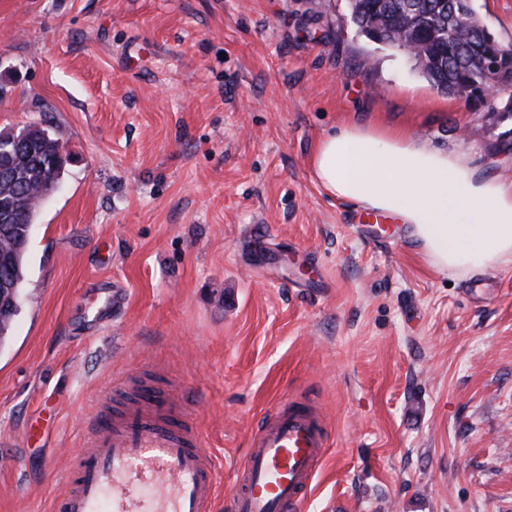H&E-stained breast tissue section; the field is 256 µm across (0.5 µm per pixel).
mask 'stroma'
Wrapping results in <instances>:
<instances>
[{
    "instance_id": "35a3bbf8",
    "label": "stroma",
    "mask_w": 512,
    "mask_h": 512,
    "mask_svg": "<svg viewBox=\"0 0 512 512\" xmlns=\"http://www.w3.org/2000/svg\"><path fill=\"white\" fill-rule=\"evenodd\" d=\"M471 5L512 47V0ZM350 122L512 179V118L437 91L346 0H0V131L67 153L0 348V512H52L139 371L185 389L216 512L291 395L333 440L302 512H512V264L438 271L391 218L368 240L310 166Z\"/></svg>"
}]
</instances>
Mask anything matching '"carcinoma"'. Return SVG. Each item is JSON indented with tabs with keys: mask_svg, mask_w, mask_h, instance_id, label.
I'll return each instance as SVG.
<instances>
[{
	"mask_svg": "<svg viewBox=\"0 0 512 512\" xmlns=\"http://www.w3.org/2000/svg\"><path fill=\"white\" fill-rule=\"evenodd\" d=\"M352 23L360 34L378 44L387 43L397 26L408 18L412 7L427 16L429 23L418 36L428 64L419 67L432 86L446 90L453 85L477 89L483 81L479 67L467 59L475 50L499 57L512 71V55L487 27L459 31L448 22L452 0H347ZM57 140L46 130L32 132L28 143L12 154L8 165L12 179L0 182V209L7 220L0 222V348L11 337L14 318L23 297L25 254L43 196L50 194L63 174L65 164L57 160Z\"/></svg>",
	"mask_w": 512,
	"mask_h": 512,
	"instance_id": "carcinoma-1",
	"label": "carcinoma"
}]
</instances>
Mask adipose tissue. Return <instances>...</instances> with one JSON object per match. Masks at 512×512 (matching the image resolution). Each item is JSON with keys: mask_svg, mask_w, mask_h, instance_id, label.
<instances>
[{"mask_svg": "<svg viewBox=\"0 0 512 512\" xmlns=\"http://www.w3.org/2000/svg\"><path fill=\"white\" fill-rule=\"evenodd\" d=\"M310 165L331 197L408 225L439 271L476 273L512 263V180L479 175L464 153L350 124L320 139Z\"/></svg>", "mask_w": 512, "mask_h": 512, "instance_id": "adipose-tissue-1", "label": "adipose tissue"}]
</instances>
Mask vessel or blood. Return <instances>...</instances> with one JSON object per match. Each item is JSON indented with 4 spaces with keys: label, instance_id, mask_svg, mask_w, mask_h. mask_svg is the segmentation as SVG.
Instances as JSON below:
<instances>
[{
    "label": "vessel or blood",
    "instance_id": "vessel-or-blood-1",
    "mask_svg": "<svg viewBox=\"0 0 512 512\" xmlns=\"http://www.w3.org/2000/svg\"><path fill=\"white\" fill-rule=\"evenodd\" d=\"M331 435L306 401L279 403L255 433L233 512H300ZM215 464L178 396L97 412L54 512H213Z\"/></svg>",
    "mask_w": 512,
    "mask_h": 512
}]
</instances>
